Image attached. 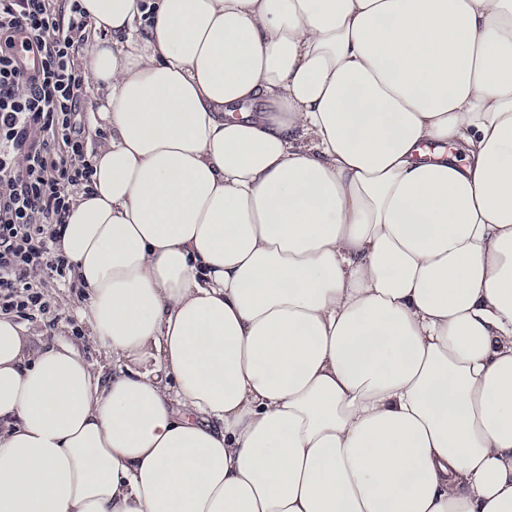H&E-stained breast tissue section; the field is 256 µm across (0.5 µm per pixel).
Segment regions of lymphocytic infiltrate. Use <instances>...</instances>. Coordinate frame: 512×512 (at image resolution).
<instances>
[{
    "label": "lymphocytic infiltrate",
    "instance_id": "lymphocytic-infiltrate-1",
    "mask_svg": "<svg viewBox=\"0 0 512 512\" xmlns=\"http://www.w3.org/2000/svg\"><path fill=\"white\" fill-rule=\"evenodd\" d=\"M86 13L55 0H0V312L52 313L45 272L66 277L52 243L92 173L77 62Z\"/></svg>",
    "mask_w": 512,
    "mask_h": 512
}]
</instances>
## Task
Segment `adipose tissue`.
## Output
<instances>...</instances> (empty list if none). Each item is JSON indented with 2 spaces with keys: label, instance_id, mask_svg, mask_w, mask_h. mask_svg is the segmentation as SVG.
I'll return each mask as SVG.
<instances>
[{
  "label": "adipose tissue",
  "instance_id": "ef3b65f1",
  "mask_svg": "<svg viewBox=\"0 0 512 512\" xmlns=\"http://www.w3.org/2000/svg\"><path fill=\"white\" fill-rule=\"evenodd\" d=\"M80 4L112 374L0 315V512H512V0Z\"/></svg>",
  "mask_w": 512,
  "mask_h": 512
}]
</instances>
